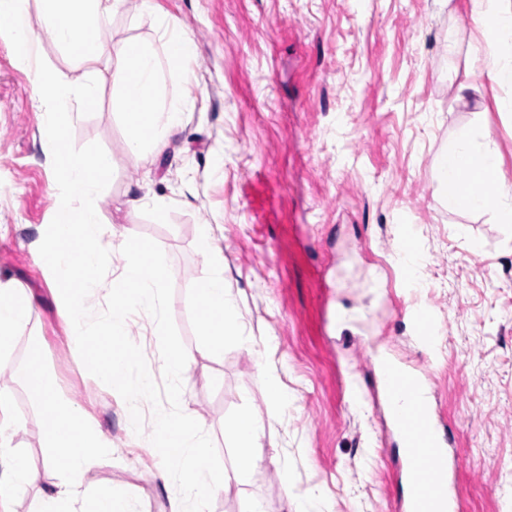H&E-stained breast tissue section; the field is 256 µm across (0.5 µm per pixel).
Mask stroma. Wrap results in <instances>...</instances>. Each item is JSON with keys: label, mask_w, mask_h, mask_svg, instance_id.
Masks as SVG:
<instances>
[{"label": "stroma", "mask_w": 512, "mask_h": 512, "mask_svg": "<svg viewBox=\"0 0 512 512\" xmlns=\"http://www.w3.org/2000/svg\"><path fill=\"white\" fill-rule=\"evenodd\" d=\"M102 20V41L160 45L157 17L188 29L206 98L185 115L160 155L138 159L112 100V63L76 61L34 27L35 52L66 80L94 71V114L73 142L100 143L114 174L96 204L116 237L132 230L164 251L172 314L191 357L181 405L206 424L224 468L226 415L250 404L265 422L262 459L248 484L229 483L210 512H287L284 487L312 495L318 512H396L402 455L372 396L373 348L426 369L434 406L464 462L454 473L463 512H512V223L461 209L438 189L459 131L489 133L512 184V86L480 75L485 34L471 0H153ZM481 88L459 95L461 83ZM46 110L32 73L0 35V280L32 297L29 321L10 339L0 381L13 392L11 445L38 470L12 512H36L46 486L64 481L45 463L46 428L24 370L40 346L61 396L99 428L106 450L84 486H112L135 512H171L178 491L128 425L127 405L87 372L70 343L38 252L59 193L43 139ZM131 198L145 206L131 208ZM164 210H156L155 202ZM213 227L224 276L240 301L254 349L236 340L212 353L194 305L201 266L196 227ZM411 248L415 279L402 259ZM429 311L433 345L420 343L410 310ZM130 338L155 381L163 364L153 319L132 317ZM263 359H256V352ZM287 390V409L266 394V373Z\"/></svg>", "instance_id": "35a3bbf8"}]
</instances>
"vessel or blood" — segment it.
Instances as JSON below:
<instances>
[{
  "label": "vessel or blood",
  "mask_w": 512,
  "mask_h": 512,
  "mask_svg": "<svg viewBox=\"0 0 512 512\" xmlns=\"http://www.w3.org/2000/svg\"><path fill=\"white\" fill-rule=\"evenodd\" d=\"M378 368L392 427L404 450L400 512H461L449 441L433 411L428 372L387 359Z\"/></svg>",
  "instance_id": "vessel-or-blood-1"
}]
</instances>
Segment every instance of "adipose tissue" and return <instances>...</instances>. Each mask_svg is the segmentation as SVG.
<instances>
[{"instance_id": "adipose-tissue-1", "label": "adipose tissue", "mask_w": 512, "mask_h": 512, "mask_svg": "<svg viewBox=\"0 0 512 512\" xmlns=\"http://www.w3.org/2000/svg\"><path fill=\"white\" fill-rule=\"evenodd\" d=\"M128 0H41L40 22L59 46L82 60L108 56L113 64V99L128 131L127 148L137 158L163 151L169 138L183 125L185 113L195 106L201 89L195 77L197 46L183 28L164 22L162 49L151 44L125 40L112 44L88 38L101 17L124 8ZM178 67L185 93L164 92L165 62ZM443 184L451 204L470 210H494L504 224L512 223V184L501 175L499 160L487 143L471 131H460L443 161ZM198 237L204 260L195 283L205 342L219 352L227 338L237 336L239 306L225 285L224 258L212 247V228L202 224ZM32 300L14 282L0 281V350L14 332L29 319ZM30 385L40 399L43 423L48 430L51 453L49 465H63L65 482L44 488L37 512H78L76 505L85 495L82 477L94 463L103 441L96 426L79 408L59 394L56 379L39 348H32L27 360ZM13 395L0 384V512H8L21 486L35 483L38 475L11 452L9 419Z\"/></svg>"}]
</instances>
